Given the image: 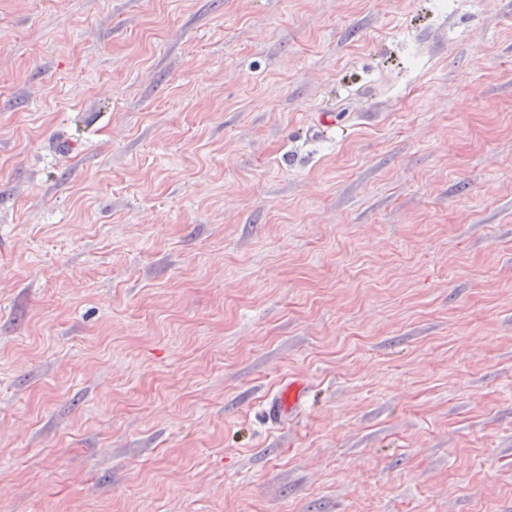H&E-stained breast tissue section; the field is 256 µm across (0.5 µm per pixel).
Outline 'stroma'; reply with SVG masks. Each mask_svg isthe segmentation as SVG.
Returning <instances> with one entry per match:
<instances>
[{
	"label": "stroma",
	"mask_w": 512,
	"mask_h": 512,
	"mask_svg": "<svg viewBox=\"0 0 512 512\" xmlns=\"http://www.w3.org/2000/svg\"><path fill=\"white\" fill-rule=\"evenodd\" d=\"M0 512H512V0H0ZM306 392V385L301 380H293L281 390L279 397L269 408V415L281 420L287 414L290 415L293 410L302 402Z\"/></svg>",
	"instance_id": "1"
}]
</instances>
